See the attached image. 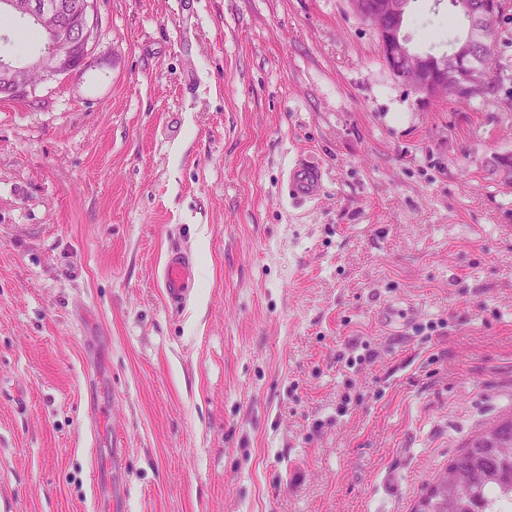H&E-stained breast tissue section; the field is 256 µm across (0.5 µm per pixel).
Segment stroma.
Segmentation results:
<instances>
[{
    "mask_svg": "<svg viewBox=\"0 0 512 512\" xmlns=\"http://www.w3.org/2000/svg\"><path fill=\"white\" fill-rule=\"evenodd\" d=\"M96 16L80 71L0 100V512H413L512 409V7L465 103L349 0ZM465 24L410 0L404 32ZM324 171L315 165L302 163L288 173V194L301 199H315L323 191ZM193 280V266L189 257L172 252L164 268L165 295L169 305L179 307L187 299Z\"/></svg>",
    "mask_w": 512,
    "mask_h": 512,
    "instance_id": "stroma-1",
    "label": "stroma"
}]
</instances>
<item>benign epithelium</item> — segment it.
Here are the masks:
<instances>
[{
	"label": "benign epithelium",
	"mask_w": 512,
	"mask_h": 512,
	"mask_svg": "<svg viewBox=\"0 0 512 512\" xmlns=\"http://www.w3.org/2000/svg\"><path fill=\"white\" fill-rule=\"evenodd\" d=\"M97 0H84L82 11L70 20L65 0H0V11L36 28L43 50L23 59L0 58V97H27L36 86L82 69L95 39ZM354 11L375 27L381 55L392 73L416 89L444 97L448 87L472 97L487 91L494 74L472 65L478 49L496 44L494 18L501 0H458L460 13L478 25L475 36L457 42L448 55L435 59L417 56L398 28L404 0H350ZM499 178L512 184V153L496 156Z\"/></svg>",
	"instance_id": "7a95c632"
}]
</instances>
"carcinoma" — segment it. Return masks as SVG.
<instances>
[{
  "label": "carcinoma",
  "instance_id": "obj_1",
  "mask_svg": "<svg viewBox=\"0 0 512 512\" xmlns=\"http://www.w3.org/2000/svg\"><path fill=\"white\" fill-rule=\"evenodd\" d=\"M448 466L457 476L444 489L429 484L414 512H489L493 487L512 494V410L490 432L474 431Z\"/></svg>",
  "mask_w": 512,
  "mask_h": 512
}]
</instances>
